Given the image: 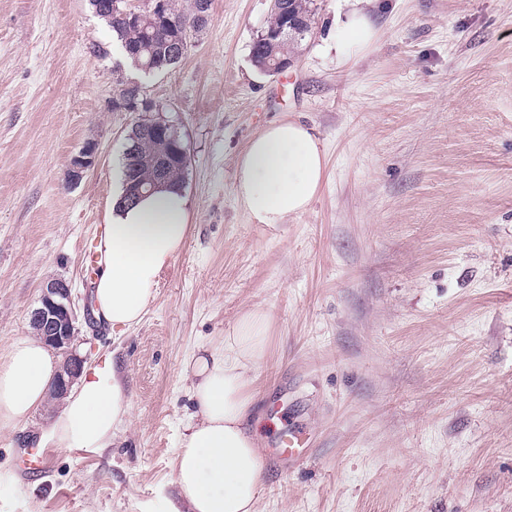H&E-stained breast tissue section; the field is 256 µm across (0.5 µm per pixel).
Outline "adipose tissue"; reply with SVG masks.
Listing matches in <instances>:
<instances>
[{
    "mask_svg": "<svg viewBox=\"0 0 512 512\" xmlns=\"http://www.w3.org/2000/svg\"><path fill=\"white\" fill-rule=\"evenodd\" d=\"M337 18L338 54L374 47L378 30L366 5L345 0ZM326 180V156L312 129L280 120L255 134L235 163L234 194L249 217L270 228L305 213ZM112 187V209L97 251L92 314L98 323L137 325L154 298L161 271L182 248L190 225L188 203L177 189H160L134 205ZM270 331L266 312L253 307L224 335V345L192 356L184 367L194 411L183 423L174 483L180 507L170 512H261L264 461L252 428L256 367ZM58 358L36 337L12 341L0 359V430L27 423L46 401L59 371ZM127 388L110 367L85 369L52 421L49 437L59 449L111 447L130 424Z\"/></svg>",
    "mask_w": 512,
    "mask_h": 512,
    "instance_id": "ef3b65f1",
    "label": "adipose tissue"
}]
</instances>
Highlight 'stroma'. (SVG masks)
<instances>
[{
	"mask_svg": "<svg viewBox=\"0 0 512 512\" xmlns=\"http://www.w3.org/2000/svg\"><path fill=\"white\" fill-rule=\"evenodd\" d=\"M270 5L213 0L181 61L142 80L189 149L191 231L142 321L112 329L82 313L81 249L139 118L116 108V78L136 72L89 0H0V355L65 279L76 350L121 368L132 418L100 450L39 447L53 401L0 431V512H168L183 366L252 306L272 324L264 446L296 430L313 448L267 467L263 512H512V0H377L375 46L344 61L341 0H315L276 75L251 58ZM289 118L313 128L326 182L272 231L238 204L234 167ZM89 143L96 165L71 184Z\"/></svg>",
	"mask_w": 512,
	"mask_h": 512,
	"instance_id": "1",
	"label": "stroma"
}]
</instances>
